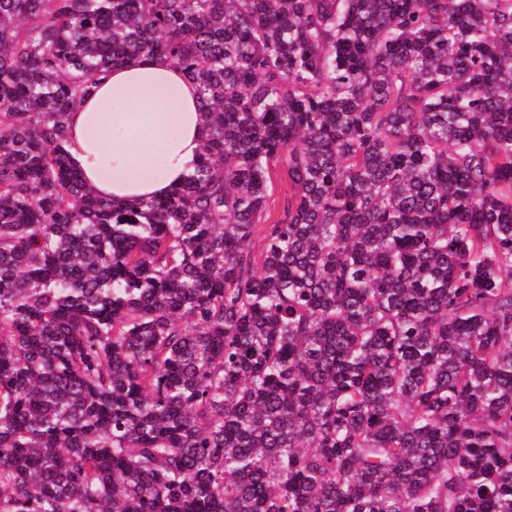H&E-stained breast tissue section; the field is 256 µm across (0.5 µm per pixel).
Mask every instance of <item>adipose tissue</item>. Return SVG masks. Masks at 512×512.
Segmentation results:
<instances>
[{"mask_svg": "<svg viewBox=\"0 0 512 512\" xmlns=\"http://www.w3.org/2000/svg\"><path fill=\"white\" fill-rule=\"evenodd\" d=\"M206 134L195 85L149 55L100 76L71 112L68 152L101 198L167 195L192 172Z\"/></svg>", "mask_w": 512, "mask_h": 512, "instance_id": "obj_1", "label": "adipose tissue"}]
</instances>
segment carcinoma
Returning <instances> with one entry per match:
<instances>
[{"instance_id": "obj_1", "label": "carcinoma", "mask_w": 512, "mask_h": 512, "mask_svg": "<svg viewBox=\"0 0 512 512\" xmlns=\"http://www.w3.org/2000/svg\"><path fill=\"white\" fill-rule=\"evenodd\" d=\"M155 53L200 159L102 200ZM0 512H512V0H0ZM68 132L84 181L103 199L132 202L182 183L206 123L195 84L165 57L149 55L101 75L71 112ZM269 188L271 190L269 209L272 217L282 213L288 200V182L283 162L271 164L268 174Z\"/></svg>"}]
</instances>
